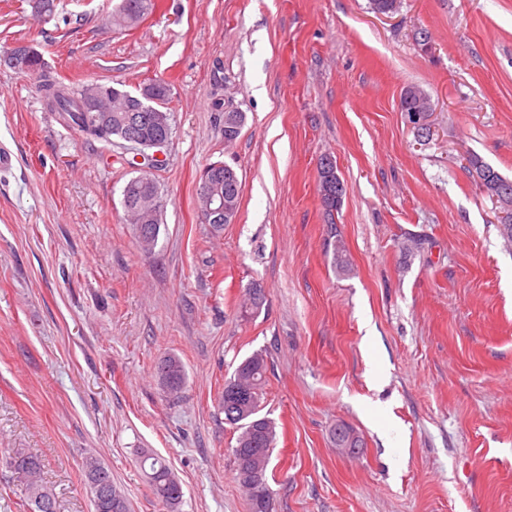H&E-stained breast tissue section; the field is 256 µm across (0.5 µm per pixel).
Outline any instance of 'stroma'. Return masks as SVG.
<instances>
[{
    "label": "stroma",
    "instance_id": "1",
    "mask_svg": "<svg viewBox=\"0 0 512 512\" xmlns=\"http://www.w3.org/2000/svg\"><path fill=\"white\" fill-rule=\"evenodd\" d=\"M114 3L57 0L38 20L0 0V512H23L17 452L41 457L60 512H94L90 453L132 512H164L144 449L181 483L179 512H248L218 398L257 351L274 512H512V245L463 169L475 152L512 178V0H155L131 30L108 24ZM22 44L70 86L167 81L164 165L65 126L8 63ZM410 84L433 102L425 142L399 107ZM228 110L245 115L232 143ZM327 154L347 187L331 216ZM215 162L241 182L218 234L196 206ZM146 173L162 199L148 253L123 206ZM169 354L176 399L156 375ZM319 172L321 173L322 176H324V180L326 181V187L328 188V191H329L328 193L330 196H332L334 194L333 189H334L336 182H335L333 176L336 175V180L338 182L342 183V185H343V191H342V194L340 197L334 198L333 200H329L328 196L323 194L322 178H321ZM319 172H318V177H319V191H320V196H321V202L326 211V214L331 216L334 211H337L340 208L342 198L346 192V189H345L344 183L342 182L339 175L337 174V170H336V174H335V161L331 157L324 156L322 158V160H320ZM167 365L171 367L170 373L164 375L161 367ZM158 378L165 389L171 396H177L184 388L186 382V371L181 360L175 355H167L163 357L156 367Z\"/></svg>",
    "mask_w": 512,
    "mask_h": 512
}]
</instances>
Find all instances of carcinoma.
I'll return each mask as SVG.
<instances>
[{"label": "carcinoma", "instance_id": "carcinoma-1", "mask_svg": "<svg viewBox=\"0 0 512 512\" xmlns=\"http://www.w3.org/2000/svg\"><path fill=\"white\" fill-rule=\"evenodd\" d=\"M29 4L35 17L45 19L53 15L56 0H29ZM154 9L155 0H119L112 10L109 22L115 28L130 30L144 21ZM27 73L35 75L38 89L50 107L58 112L60 117H68L74 127L86 123L84 98L92 94L97 95L105 111L112 113V125L94 134V137L109 143L112 142V138L120 137L126 131L128 104L137 99L144 101L148 95L164 106L168 105L171 99L170 84L161 79L144 85L137 93L102 83H90L79 89H71L51 75L41 57L30 62ZM425 98L427 93L422 88L408 86L401 93L400 109L409 113L417 109ZM466 169L473 181L495 204L497 212L512 210V179L504 177L474 152L466 158ZM218 187L224 195L225 206L230 208L233 214H238L241 199L240 182L233 183L224 174ZM124 196L128 202V206L125 207L126 215L129 223L136 228L139 227L136 219L137 208H161L157 186L147 175L127 182ZM246 296L245 311L252 314L258 312L264 301L260 285L254 284L247 288ZM156 372L169 395L176 396L181 393L186 382V371L178 357H163L158 362ZM266 372L265 356L260 352L250 355L241 361L233 375L225 382L219 400V408L222 409L226 397L238 396V415L232 418L227 416L225 420L239 431L233 456L236 477L247 494L249 512H266L271 501L267 487V470L275 442L276 423L261 415ZM5 463L26 477L22 500V507L26 512H57L55 495L41 479L42 462L39 457L16 453L5 458ZM139 467L156 501L167 512H178L183 497L179 492L181 485L166 459L151 451H143L139 456ZM82 470L88 487H93V482L98 479L107 482L108 485L106 494L100 497L92 496L94 512H131L126 497L112 485V471L97 457L86 456L82 462Z\"/></svg>", "mask_w": 512, "mask_h": 512}]
</instances>
